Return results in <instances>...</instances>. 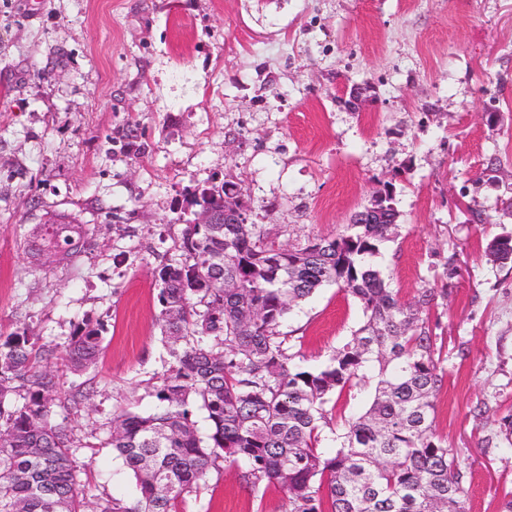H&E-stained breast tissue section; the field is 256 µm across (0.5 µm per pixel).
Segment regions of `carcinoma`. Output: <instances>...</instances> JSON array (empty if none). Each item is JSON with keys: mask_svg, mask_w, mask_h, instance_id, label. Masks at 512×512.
Here are the masks:
<instances>
[{"mask_svg": "<svg viewBox=\"0 0 512 512\" xmlns=\"http://www.w3.org/2000/svg\"><path fill=\"white\" fill-rule=\"evenodd\" d=\"M190 204L220 213L247 209L238 185L195 188ZM394 224H349L283 249L263 224H187L178 256L154 269L158 323L168 354L155 386L158 409L112 413L108 437L135 481L132 501L89 506L81 488L84 447L69 405L90 392L62 391L42 362L74 375L103 351L104 325H76L64 345L24 328L0 343V512H178L210 469L243 463L257 497L272 487L285 512H467L465 472L435 429L447 371L443 337L431 322L448 284L423 288L408 303L373 258ZM94 230L46 224L31 247L50 262H71ZM226 287L220 288L218 284ZM326 283L350 292L365 322L320 369L295 362L280 326ZM368 392L359 414L331 430L334 452L318 450L332 423L330 396ZM203 414L200 429L197 414Z\"/></svg>", "mask_w": 512, "mask_h": 512, "instance_id": "cac0c4a2", "label": "carcinoma"}]
</instances>
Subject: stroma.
Wrapping results in <instances>:
<instances>
[{"label":"stroma","mask_w":512,"mask_h":512,"mask_svg":"<svg viewBox=\"0 0 512 512\" xmlns=\"http://www.w3.org/2000/svg\"><path fill=\"white\" fill-rule=\"evenodd\" d=\"M366 106L345 105L351 85ZM231 180L280 242L344 231L392 184L400 213L376 265L402 300L458 275L431 311L448 382L436 432L467 472L469 512L512 490V0H0V336L64 342L101 319L85 377L47 361L77 435L102 441L117 406L150 414L167 358L153 271L175 253L195 187ZM94 229L72 264L33 256L42 224ZM345 289L320 288L280 330L326 365L363 325ZM89 502L133 499L111 448L78 452ZM238 470L209 471L183 512H284Z\"/></svg>","instance_id":"stroma-1"}]
</instances>
